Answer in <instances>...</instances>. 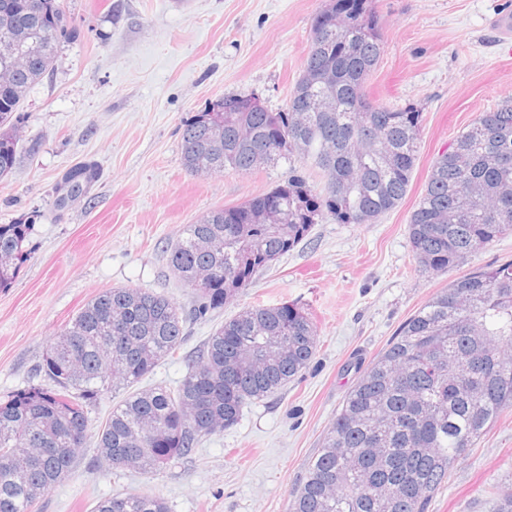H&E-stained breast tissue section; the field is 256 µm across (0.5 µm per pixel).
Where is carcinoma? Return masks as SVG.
Here are the masks:
<instances>
[{"instance_id":"1","label":"carcinoma","mask_w":512,"mask_h":512,"mask_svg":"<svg viewBox=\"0 0 512 512\" xmlns=\"http://www.w3.org/2000/svg\"><path fill=\"white\" fill-rule=\"evenodd\" d=\"M0 0V178L17 164V112L72 35L61 0ZM373 0H330L313 24L331 29L309 45L303 75L282 112L241 110L217 100L184 124L182 161L191 172L256 170L240 131L268 142L269 162L310 163L325 177L315 191L300 175L243 204L209 211L170 248L174 274L193 285L211 272L187 313L166 296L111 288L90 299L47 349L50 386L0 402V512H36L72 470L88 430V407L115 385L131 386L175 355L192 315L203 317L288 253L324 216L371 224L406 196L419 153L420 112L372 104L364 80L383 40ZM327 71L314 85L306 72ZM321 96L330 112H304ZM83 164L71 192L93 183ZM278 199L281 224L245 215ZM28 224H0V288L28 253ZM512 234V103L480 113L434 161L413 211L409 241L420 266L446 272ZM318 330L296 304L256 306L224 322L203 344L177 389L130 394L98 433L112 466L146 473L188 456L205 436L236 424L243 406L278 394L307 368ZM346 395L321 448L293 492L289 512H428L435 492L475 441L512 410V262L455 279L400 327ZM93 512H168L157 496L116 493Z\"/></svg>"}]
</instances>
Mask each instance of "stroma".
<instances>
[{
  "label": "stroma",
  "instance_id": "obj_1",
  "mask_svg": "<svg viewBox=\"0 0 512 512\" xmlns=\"http://www.w3.org/2000/svg\"><path fill=\"white\" fill-rule=\"evenodd\" d=\"M328 0H62L72 31L53 68L27 94L14 172L0 178V224L30 227L27 261L0 288V400L48 385L43 357L83 305L108 288H140L183 308L196 302L169 264L184 225L287 181L322 187V173L287 162L208 176L182 163L183 125L228 95L285 109L300 78L316 14ZM384 48L369 99L421 115L407 194L371 224L319 220L297 247L257 273L223 309L186 325L176 355L139 386L177 388L187 361L246 308L295 303L318 328L317 352L279 394L244 406L237 424L201 440L154 475L112 468L96 435L130 392H102L71 474L39 512H93L115 493L155 495L170 512H287L293 491L356 382L349 363L382 352L401 325L448 284L512 262V235L445 274L424 271L408 225L431 166L481 112L512 100V38L494 17L512 0H374ZM36 154H29L31 140ZM96 164L87 195L65 209L56 189L74 165ZM512 488V411L452 468L428 512H496L493 486Z\"/></svg>",
  "mask_w": 512,
  "mask_h": 512
}]
</instances>
